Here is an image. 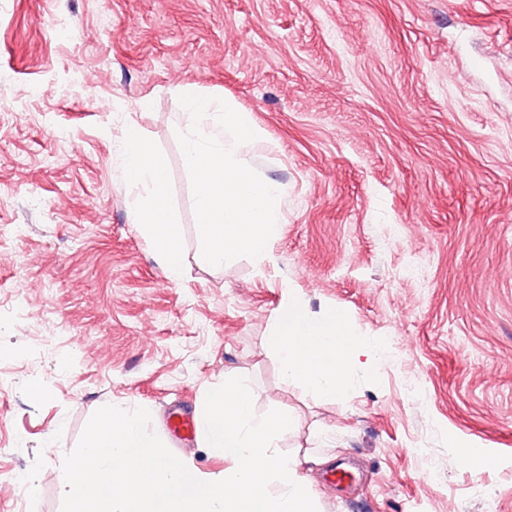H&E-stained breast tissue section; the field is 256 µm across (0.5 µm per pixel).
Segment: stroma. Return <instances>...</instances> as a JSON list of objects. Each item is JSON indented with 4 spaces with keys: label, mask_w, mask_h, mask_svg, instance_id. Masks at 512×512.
<instances>
[{
    "label": "stroma",
    "mask_w": 512,
    "mask_h": 512,
    "mask_svg": "<svg viewBox=\"0 0 512 512\" xmlns=\"http://www.w3.org/2000/svg\"><path fill=\"white\" fill-rule=\"evenodd\" d=\"M189 92L253 116L285 191L265 262H196ZM129 126L166 171L176 282L132 222ZM290 294L374 352L344 395L283 383ZM0 348V512H61L62 458L111 403L223 471L168 414L229 374L294 417L282 453L320 457L318 512H512V0H0Z\"/></svg>",
    "instance_id": "obj_1"
}]
</instances>
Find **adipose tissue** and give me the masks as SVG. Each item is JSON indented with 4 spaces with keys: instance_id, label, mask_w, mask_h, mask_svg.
<instances>
[{
    "instance_id": "adipose-tissue-1",
    "label": "adipose tissue",
    "mask_w": 512,
    "mask_h": 512,
    "mask_svg": "<svg viewBox=\"0 0 512 512\" xmlns=\"http://www.w3.org/2000/svg\"><path fill=\"white\" fill-rule=\"evenodd\" d=\"M127 180L144 191L133 206L134 221L160 256L168 279L178 280L183 248L166 204L167 182L160 160L135 129L121 136ZM271 351L282 359V380L321 397H336L349 385L347 366L364 349L336 313L311 319L301 301L288 297L280 306L268 336Z\"/></svg>"
}]
</instances>
